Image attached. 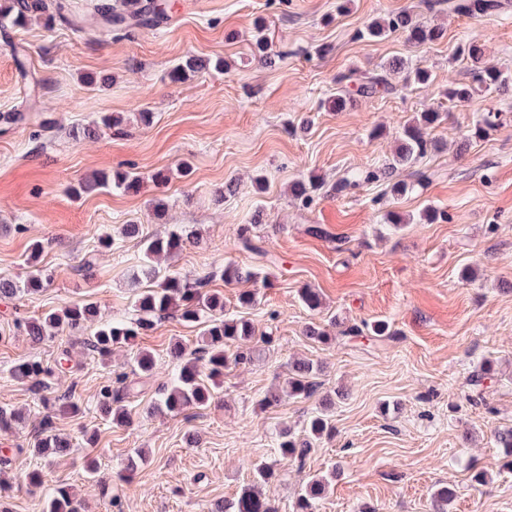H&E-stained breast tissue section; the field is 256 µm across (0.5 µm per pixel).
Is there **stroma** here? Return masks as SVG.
I'll list each match as a JSON object with an SVG mask.
<instances>
[{"label": "stroma", "mask_w": 512, "mask_h": 512, "mask_svg": "<svg viewBox=\"0 0 512 512\" xmlns=\"http://www.w3.org/2000/svg\"><path fill=\"white\" fill-rule=\"evenodd\" d=\"M168 19L156 27L89 35L41 20L0 31V278L17 279L34 241H42L41 267L52 280L18 304L0 300V405L22 411L16 434L0 432V459L9 466L0 484V512H45L51 491L67 486L87 512H211L252 484L253 466L271 468L262 487L273 512H295L307 476H329L316 512H432L431 495L454 491L449 512H512V458L496 435L512 428V85L463 104L446 91L471 80L459 47L475 40L489 63L512 71V0L482 20L428 9L424 0H169ZM400 11L444 26L432 44L413 45L404 34L369 41L360 33L372 18ZM263 22L272 52L266 66L252 53L256 22ZM221 56L227 70L210 69L183 82L169 72L185 56ZM404 57L428 69V84L393 77V91L356 98L341 112L321 108L338 74L373 72ZM28 77H21L19 65ZM97 76V84L86 81ZM35 111H28V104ZM441 107L431 135L439 150L421 160L429 182L405 196L384 183L337 195L329 186L347 170L388 162L395 134L417 112ZM151 112L150 123L138 113ZM501 123L483 138L467 132L486 112ZM24 120H17V113ZM103 115L120 127L73 136ZM52 127H45V120ZM380 137H371L374 127ZM138 172V192L69 190L99 171ZM169 173L157 184V171ZM326 187L302 206L290 184L307 175ZM235 195H223L226 182ZM164 197L162 217L149 203ZM436 207L440 219L419 217ZM409 222L386 224L387 211ZM261 212L258 251L241 247L239 228ZM144 235L193 226L198 242L161 262L163 271L210 275L224 296V311L254 323L272 342L252 362L225 369L211 405L180 414H152L157 390L172 378L175 344L195 346L197 326L164 319L134 345L114 348L108 361L88 354L69 334L42 344L9 328L13 315L37 317L73 303L98 302L104 320L131 316L145 264ZM111 236V246L100 240ZM267 272V283L226 284L227 263ZM477 271L462 278L464 267ZM253 288L245 309L238 294ZM317 290L321 309L300 299ZM388 322L390 333L344 337L350 325ZM327 330L330 342L306 335ZM72 369L52 377L53 391H72L81 411L56 426L71 446L57 455H32L44 413L12 368L28 360L54 365L62 350ZM150 351V378H130L129 427L106 421L98 393L114 374L128 372L134 350ZM320 365L319 392L309 399L258 401L288 376L293 360ZM497 376L470 383L483 360ZM329 408L334 431L305 467L281 456L277 434L301 428L313 412ZM95 444H87V435ZM146 461L130 482L117 478L130 457ZM96 459L112 486L104 498L85 470ZM42 469L44 484L26 475Z\"/></svg>", "instance_id": "obj_1"}]
</instances>
